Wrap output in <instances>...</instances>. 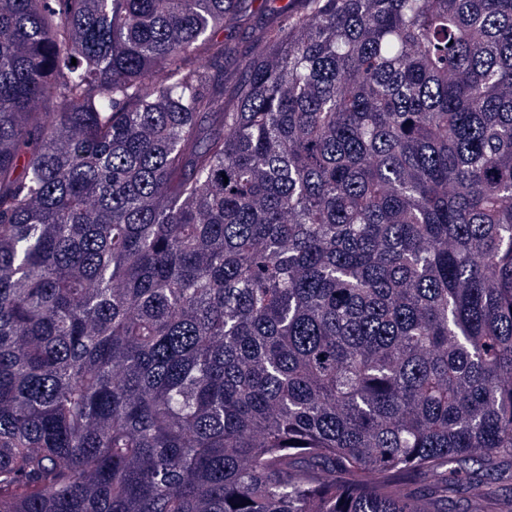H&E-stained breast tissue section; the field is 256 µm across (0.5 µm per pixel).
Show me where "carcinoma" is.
Returning <instances> with one entry per match:
<instances>
[{
  "label": "carcinoma",
  "mask_w": 512,
  "mask_h": 512,
  "mask_svg": "<svg viewBox=\"0 0 512 512\" xmlns=\"http://www.w3.org/2000/svg\"><path fill=\"white\" fill-rule=\"evenodd\" d=\"M255 2L0 0V512L494 498L512 0ZM287 1L288 0H269L265 3L266 6L263 9L255 10L231 32L224 33V38L231 35L235 39L238 47V55L240 57L251 52L254 44V36L258 30L275 26L279 23L283 18L282 14H280V10ZM239 58L237 60L233 58L224 59V63L223 61L221 62L222 67L220 70H223L224 66L225 74L236 71L238 69Z\"/></svg>",
  "instance_id": "obj_1"
}]
</instances>
